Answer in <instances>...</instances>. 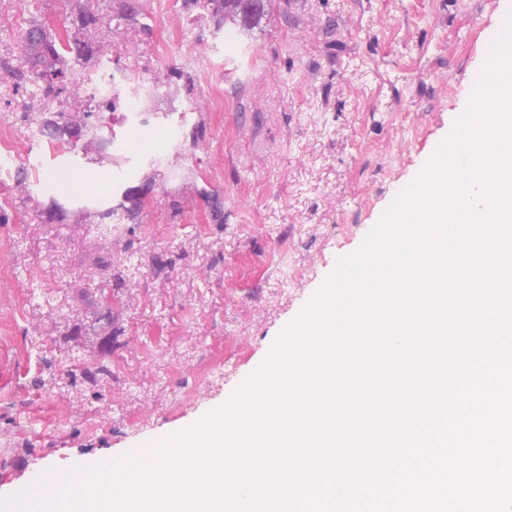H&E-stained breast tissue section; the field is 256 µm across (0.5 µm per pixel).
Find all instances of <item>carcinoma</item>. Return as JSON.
<instances>
[{
    "label": "carcinoma",
    "instance_id": "carcinoma-1",
    "mask_svg": "<svg viewBox=\"0 0 512 512\" xmlns=\"http://www.w3.org/2000/svg\"><path fill=\"white\" fill-rule=\"evenodd\" d=\"M266 0H185L187 7L203 5L208 15L216 21L217 29L235 34L258 24L265 11ZM65 37L58 38L41 20H30L23 32L27 52L28 77L37 84L47 99L72 96L84 99L85 108L67 116L52 113L42 122V130L51 139L78 141L83 133L92 129L96 120L105 112H112L120 105V95L95 99L84 95L74 79V68L91 63L100 52L93 41V32L103 23V17L91 5V0L76 7L66 18ZM124 218L135 220L143 208V197L136 190L124 191Z\"/></svg>",
    "mask_w": 512,
    "mask_h": 512
}]
</instances>
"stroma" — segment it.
I'll list each match as a JSON object with an SVG mask.
<instances>
[{
  "label": "stroma",
  "instance_id": "obj_1",
  "mask_svg": "<svg viewBox=\"0 0 512 512\" xmlns=\"http://www.w3.org/2000/svg\"><path fill=\"white\" fill-rule=\"evenodd\" d=\"M142 5L139 23L96 4L103 53L75 78L138 106L77 146L40 129L71 99L0 82V150L18 158L0 169V496L223 405L450 132L506 2L269 0L231 55L202 9ZM73 8L0 0V58L26 70L30 16ZM130 187L148 190L137 221L106 216Z\"/></svg>",
  "mask_w": 512,
  "mask_h": 512
}]
</instances>
